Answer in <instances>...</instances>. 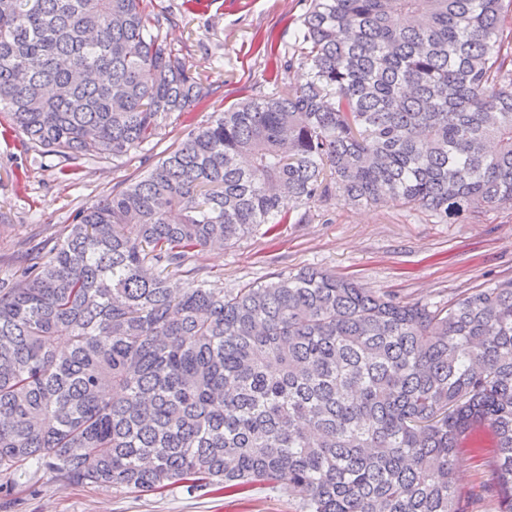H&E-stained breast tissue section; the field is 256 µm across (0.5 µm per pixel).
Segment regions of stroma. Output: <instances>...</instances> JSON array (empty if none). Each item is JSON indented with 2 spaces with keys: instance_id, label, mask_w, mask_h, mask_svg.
Wrapping results in <instances>:
<instances>
[{
  "instance_id": "1",
  "label": "stroma",
  "mask_w": 512,
  "mask_h": 512,
  "mask_svg": "<svg viewBox=\"0 0 512 512\" xmlns=\"http://www.w3.org/2000/svg\"><path fill=\"white\" fill-rule=\"evenodd\" d=\"M163 10L161 37L184 57L213 96L129 156L76 161L77 173L60 178L59 159L36 155L0 112V279L19 272L25 257L47 252L76 210L122 188L152 167L180 141L185 129L212 113L274 92L276 55L287 51L310 0H152ZM278 235L255 232L222 250L194 257L209 284L236 288L305 265L353 277L364 287L398 298L445 302L512 278V207L491 206L441 224L424 213L392 204L352 207L333 196L324 208ZM493 439L477 435L460 449L457 487L474 512H493L483 486L491 476ZM286 486L258 484L239 494L162 493L108 486L67 485L41 470L37 480L14 478L0 495V512H298Z\"/></svg>"
}]
</instances>
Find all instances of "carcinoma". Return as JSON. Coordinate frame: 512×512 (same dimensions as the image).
Masks as SVG:
<instances>
[{
    "instance_id": "obj_1",
    "label": "carcinoma",
    "mask_w": 512,
    "mask_h": 512,
    "mask_svg": "<svg viewBox=\"0 0 512 512\" xmlns=\"http://www.w3.org/2000/svg\"><path fill=\"white\" fill-rule=\"evenodd\" d=\"M148 0H0V107L30 148L122 158L211 85ZM512 0H310L279 78L187 131L0 282V493L68 484L224 493L285 484L300 512H468L462 443L495 438L512 512V279L402 301L318 267L224 290L169 279L315 207L446 223L512 204ZM67 339L65 350L58 338Z\"/></svg>"
}]
</instances>
